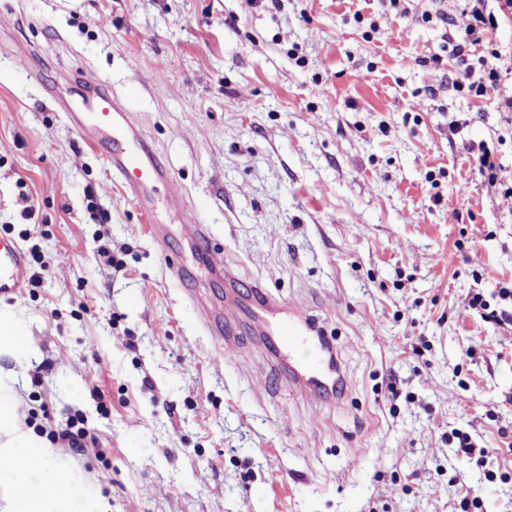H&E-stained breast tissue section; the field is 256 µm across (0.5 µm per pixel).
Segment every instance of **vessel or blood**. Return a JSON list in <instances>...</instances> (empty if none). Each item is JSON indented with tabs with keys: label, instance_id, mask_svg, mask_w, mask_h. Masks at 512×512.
<instances>
[{
	"label": "vessel or blood",
	"instance_id": "b4317fda",
	"mask_svg": "<svg viewBox=\"0 0 512 512\" xmlns=\"http://www.w3.org/2000/svg\"><path fill=\"white\" fill-rule=\"evenodd\" d=\"M73 117L86 145L94 150L106 148V159L121 185L142 207H149L155 184L166 180L167 173L134 116L116 96L99 91L82 97ZM185 231L202 248L206 267L223 275L228 285H235L234 264L226 261L223 253L212 249L209 229L199 223L195 212H188ZM30 273L28 255L23 248L17 242L0 239V297L25 288ZM199 319L217 347L234 351L235 344L224 328L220 311L201 308ZM314 331L310 317L296 307L288 318L268 324L263 333L269 345L294 359L293 387L302 398L311 399L329 391L343 394L347 381L338 369L329 367L319 341L313 337Z\"/></svg>",
	"mask_w": 512,
	"mask_h": 512
}]
</instances>
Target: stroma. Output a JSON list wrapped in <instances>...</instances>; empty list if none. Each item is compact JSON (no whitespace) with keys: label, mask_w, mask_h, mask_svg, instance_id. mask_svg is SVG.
Listing matches in <instances>:
<instances>
[{"label":"stroma","mask_w":512,"mask_h":512,"mask_svg":"<svg viewBox=\"0 0 512 512\" xmlns=\"http://www.w3.org/2000/svg\"><path fill=\"white\" fill-rule=\"evenodd\" d=\"M406 7L0 0V236L46 262L0 299L28 337L0 350V384L88 512H459L468 490L512 512V319L465 311L480 291L512 316L493 295L512 199L468 161L482 141L512 156V127L499 88L468 99L452 58L429 61L443 30L424 15L464 28L462 0ZM91 78L166 163L150 219L71 121ZM184 207L243 281L317 321L341 402L298 396L252 336L217 356L169 270L226 295L181 243ZM451 434L452 437L458 439V448L466 454L471 462H474L478 468L482 467L490 452L489 448L479 447L466 432L453 431Z\"/></svg>","instance_id":"obj_1"}]
</instances>
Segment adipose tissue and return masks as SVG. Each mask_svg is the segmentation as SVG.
Wrapping results in <instances>:
<instances>
[{
	"mask_svg": "<svg viewBox=\"0 0 512 512\" xmlns=\"http://www.w3.org/2000/svg\"><path fill=\"white\" fill-rule=\"evenodd\" d=\"M53 455L52 448L34 439L11 440L0 446V460L6 464L4 473L10 477L12 486L9 512H46L50 500L56 503L58 512H77L75 487L60 483L57 469H44L34 479L22 468L30 460L45 461Z\"/></svg>",
	"mask_w": 512,
	"mask_h": 512,
	"instance_id": "obj_1",
	"label": "adipose tissue"
}]
</instances>
